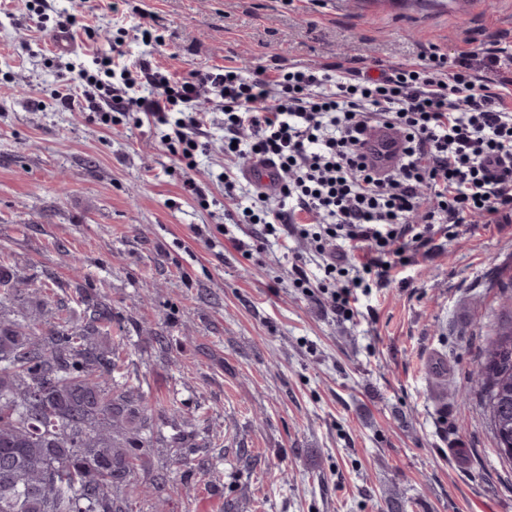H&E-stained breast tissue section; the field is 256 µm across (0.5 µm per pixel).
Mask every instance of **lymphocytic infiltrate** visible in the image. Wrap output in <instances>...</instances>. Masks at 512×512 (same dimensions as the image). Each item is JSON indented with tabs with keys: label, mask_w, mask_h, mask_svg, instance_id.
<instances>
[{
	"label": "lymphocytic infiltrate",
	"mask_w": 512,
	"mask_h": 512,
	"mask_svg": "<svg viewBox=\"0 0 512 512\" xmlns=\"http://www.w3.org/2000/svg\"><path fill=\"white\" fill-rule=\"evenodd\" d=\"M56 26L82 39L91 60L56 100L107 126H165L163 145L191 194L204 193L197 155L216 111L224 114L225 197L236 198L238 172L250 162L278 168V187L252 194L230 218L260 223L266 237L296 233L322 259L320 287L334 314L350 317L359 292L386 283L406 251L429 248L446 225L490 224L512 209V56L500 50L470 46L451 60L432 45L376 77L341 62L180 76L127 57L120 35L110 52L98 51L82 11L60 15ZM376 124L401 142L389 171L366 151ZM340 241L361 259L337 265Z\"/></svg>",
	"instance_id": "1"
}]
</instances>
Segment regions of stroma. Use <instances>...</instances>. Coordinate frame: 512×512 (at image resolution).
Instances as JSON below:
<instances>
[{
	"label": "stroma",
	"instance_id": "stroma-1",
	"mask_svg": "<svg viewBox=\"0 0 512 512\" xmlns=\"http://www.w3.org/2000/svg\"><path fill=\"white\" fill-rule=\"evenodd\" d=\"M131 2L156 40L124 51L180 74L362 56L389 68L495 32L512 50V0ZM21 6L0 0V264L74 311L88 284L111 301L126 333L98 342L120 346L113 384L162 417L146 460L173 490L167 512H386L390 490L406 512H512V461L471 383L512 295V216L449 226L341 318L316 261L311 288L294 287L297 237L261 243L259 226L225 222L222 122L198 157L201 202L162 129L109 128L55 100L76 56L20 29ZM177 435L194 453L169 457Z\"/></svg>",
	"mask_w": 512,
	"mask_h": 512
}]
</instances>
